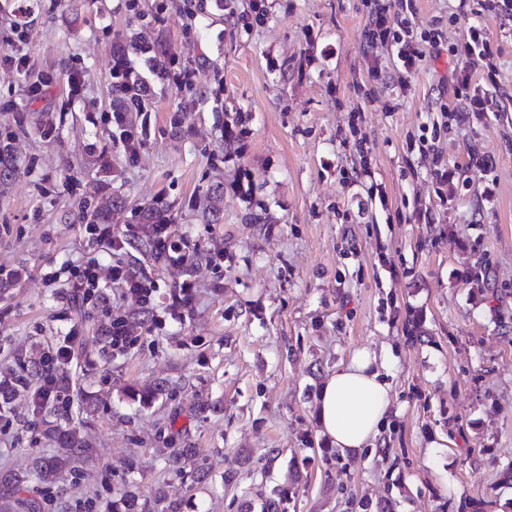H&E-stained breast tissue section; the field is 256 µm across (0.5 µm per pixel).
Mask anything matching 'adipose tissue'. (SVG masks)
Wrapping results in <instances>:
<instances>
[{
	"label": "adipose tissue",
	"instance_id": "ef3b65f1",
	"mask_svg": "<svg viewBox=\"0 0 512 512\" xmlns=\"http://www.w3.org/2000/svg\"><path fill=\"white\" fill-rule=\"evenodd\" d=\"M392 391L371 353L354 354L325 380L316 396L321 434L345 455L373 447L388 424Z\"/></svg>",
	"mask_w": 512,
	"mask_h": 512
}]
</instances>
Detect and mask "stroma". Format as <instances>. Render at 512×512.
I'll return each instance as SVG.
<instances>
[{"label":"stroma","instance_id":"obj_1","mask_svg":"<svg viewBox=\"0 0 512 512\" xmlns=\"http://www.w3.org/2000/svg\"><path fill=\"white\" fill-rule=\"evenodd\" d=\"M413 23L439 27L405 75L391 43L370 41L373 0H0V133L19 172L0 196V369L15 350H52L107 317L135 323V345L108 337L63 369L103 402L84 430L96 452L77 481L48 491L46 512H103L130 483L158 488L178 512H260L258 492L295 489L290 512H512V12L484 0H413ZM493 52L486 109L450 83L465 30ZM148 28L167 74L131 44ZM124 57L147 89L129 113L137 155L112 119V67ZM196 73L177 88L182 69ZM107 153L119 205L113 251L76 220ZM446 170L447 179L435 176ZM220 215L204 212L215 186ZM161 209L193 264H158L129 236ZM100 263L104 308L76 311L67 261ZM490 291L471 292L476 263ZM151 274L152 310L113 287L114 266ZM191 284V303L170 292ZM420 319L421 335L405 326ZM367 350L393 383L391 421L375 447L326 463L315 394ZM171 395L142 407L138 391ZM216 404L194 415L191 402ZM44 420L0 418V473L55 449ZM193 448L208 484L182 489L154 455L165 438ZM279 449L269 458V449ZM137 456L139 469L126 461ZM240 483H224L231 472Z\"/></svg>","mask_w":512,"mask_h":512}]
</instances>
